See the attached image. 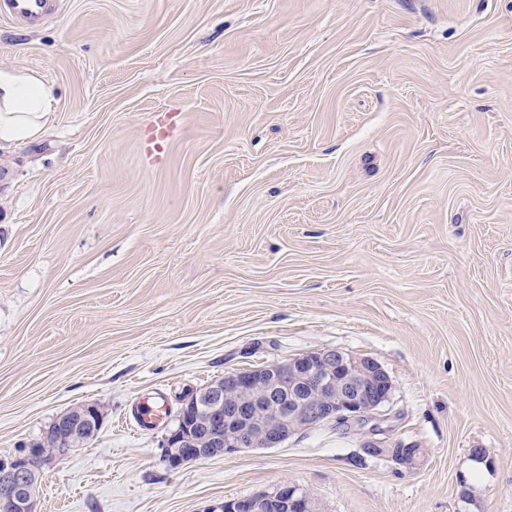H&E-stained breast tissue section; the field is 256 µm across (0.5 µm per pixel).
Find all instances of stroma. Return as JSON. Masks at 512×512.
Segmentation results:
<instances>
[{"instance_id": "35a3bbf8", "label": "stroma", "mask_w": 512, "mask_h": 512, "mask_svg": "<svg viewBox=\"0 0 512 512\" xmlns=\"http://www.w3.org/2000/svg\"><path fill=\"white\" fill-rule=\"evenodd\" d=\"M56 2L0 18L57 98L0 152V457L105 418L37 512H512V0ZM336 348L390 375L378 426L167 467L184 394ZM54 0H1L0 16L28 28L43 25L50 16ZM311 495L299 485L285 481L269 494L224 501L221 512H313Z\"/></svg>"}]
</instances>
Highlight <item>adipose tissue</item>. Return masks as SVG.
I'll list each match as a JSON object with an SVG mask.
<instances>
[{
	"label": "adipose tissue",
	"mask_w": 512,
	"mask_h": 512,
	"mask_svg": "<svg viewBox=\"0 0 512 512\" xmlns=\"http://www.w3.org/2000/svg\"><path fill=\"white\" fill-rule=\"evenodd\" d=\"M55 104L53 89L22 69H0V149L38 141Z\"/></svg>",
	"instance_id": "obj_1"
}]
</instances>
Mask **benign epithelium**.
I'll use <instances>...</instances> for the list:
<instances>
[{"label":"benign epithelium","instance_id":"7a95c632","mask_svg":"<svg viewBox=\"0 0 512 512\" xmlns=\"http://www.w3.org/2000/svg\"><path fill=\"white\" fill-rule=\"evenodd\" d=\"M392 380L375 359L342 349L312 351L284 363L253 370L231 371L185 399L178 423L167 436L164 460L176 469L182 464L241 452L247 448H277L292 435L328 424L363 426L385 418ZM285 409L286 417L267 422L257 417L259 406ZM193 407L208 416L204 435L191 434L184 411ZM102 423L99 407L87 404L62 414L44 440L58 447L0 458V512H37L33 488L38 471L60 462L73 448L61 445V429L76 435ZM311 495L285 481L263 495L224 502L221 512H313Z\"/></svg>","mask_w":512,"mask_h":512}]
</instances>
